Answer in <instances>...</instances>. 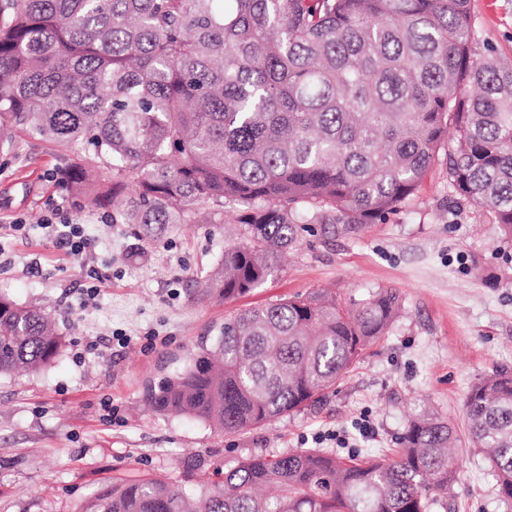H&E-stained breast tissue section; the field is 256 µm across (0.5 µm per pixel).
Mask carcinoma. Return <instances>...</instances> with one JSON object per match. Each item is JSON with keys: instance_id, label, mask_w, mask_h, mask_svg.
<instances>
[{"instance_id": "obj_1", "label": "carcinoma", "mask_w": 512, "mask_h": 512, "mask_svg": "<svg viewBox=\"0 0 512 512\" xmlns=\"http://www.w3.org/2000/svg\"><path fill=\"white\" fill-rule=\"evenodd\" d=\"M23 128L77 155L64 181L80 206L128 191L120 218L147 239L236 213L243 241L199 283L226 301L310 225L348 235L399 211L438 162L512 242V64L476 54L470 0H0V150ZM400 305L386 288L241 309L147 401L219 432L262 426L319 402ZM64 346L50 313L0 295V375ZM464 412L512 498V374L476 383ZM458 442L427 414L393 458L255 455L196 497L106 482L81 512H428Z\"/></svg>"}]
</instances>
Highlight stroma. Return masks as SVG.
<instances>
[{
	"label": "stroma",
	"instance_id": "1",
	"mask_svg": "<svg viewBox=\"0 0 512 512\" xmlns=\"http://www.w3.org/2000/svg\"><path fill=\"white\" fill-rule=\"evenodd\" d=\"M478 53L512 59V0H471ZM73 153L16 132L0 152V294L43 305L67 345L47 368L0 377V512H79L107 481L163 477L191 495L253 454L314 449L348 459L392 456L411 419L433 410L457 431L453 491L430 512H504L496 477L467 436L472 386L512 371V261L481 208L454 199L442 165L416 198L382 223L326 239L305 234L282 267L249 295H199L198 280L235 237L232 224H175L155 238L116 224L112 210L76 205L62 180ZM94 242L84 258L57 248L41 228L59 203ZM104 271L86 301L90 269ZM319 288L342 303L397 289L401 308L346 377L315 406L255 429L215 433L186 415L158 411L148 388L175 375L201 338L237 309ZM125 333L119 345L116 333ZM368 417L364 436L355 427ZM340 432L348 447L316 441Z\"/></svg>",
	"mask_w": 512,
	"mask_h": 512
}]
</instances>
